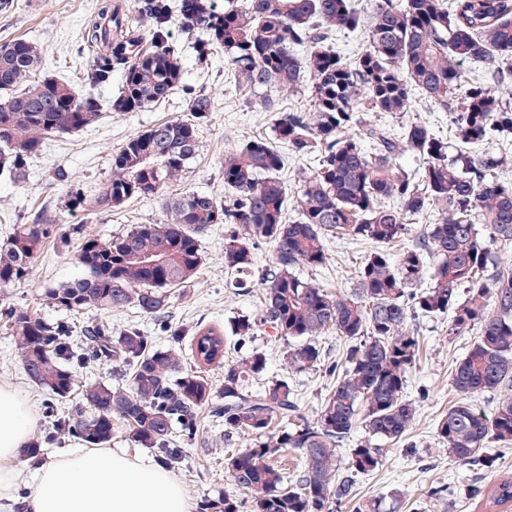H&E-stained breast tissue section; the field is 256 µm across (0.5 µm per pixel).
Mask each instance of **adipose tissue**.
I'll list each match as a JSON object with an SVG mask.
<instances>
[{
	"mask_svg": "<svg viewBox=\"0 0 512 512\" xmlns=\"http://www.w3.org/2000/svg\"><path fill=\"white\" fill-rule=\"evenodd\" d=\"M36 419L21 391L0 383V512H12L18 460ZM26 512H192L182 484L163 466L111 448H84L36 471Z\"/></svg>",
	"mask_w": 512,
	"mask_h": 512,
	"instance_id": "adipose-tissue-1",
	"label": "adipose tissue"
}]
</instances>
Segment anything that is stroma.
Instances as JSON below:
<instances>
[{
  "mask_svg": "<svg viewBox=\"0 0 512 512\" xmlns=\"http://www.w3.org/2000/svg\"><path fill=\"white\" fill-rule=\"evenodd\" d=\"M9 13H0V46L16 38H25L42 49V75L68 81L78 92L93 91L102 105L96 124L86 130L53 138L29 163L24 179L13 181L0 176V241L6 240L14 225L40 211L60 216L66 230V241L48 243L36 259L27 278L14 287L0 289V310L15 306L36 312L49 321H66L74 339H81L87 325L101 324L112 333L137 326L151 336L156 345L169 346V337L157 323L136 307L125 306L108 313L85 311L73 313L49 303L46 291L73 279L78 269L73 254L81 237L91 235L108 238L121 234L137 224H152L164 216L161 200L135 199L112 211L67 207L68 196L75 189L91 192L100 188L112 175V154L133 134L170 120L189 118L186 86L209 94L216 107L199 120V149L183 176L169 185L168 194L186 190L204 192L215 197L224 195V153L256 135L273 137L277 118L273 112H256L250 96L236 86L224 69L223 52H215L208 64H197L192 50L194 35L187 33L179 19L170 24L171 41L182 51L185 68L183 88L165 101L140 112L120 115L111 112L108 103L120 73H113L108 86L91 87L87 80L91 57L84 52L83 24L97 7V0H12ZM424 119L430 130L456 146L454 115L431 108L429 102L415 98L413 112L372 114V121L402 134L413 116ZM65 170L68 181L55 178L57 170ZM202 266L193 287L171 289L166 313L173 325L193 330L207 324L229 328L234 318L254 316L264 302L262 289L246 292L227 287L224 270V228L215 226L199 239ZM332 260L324 268H299L301 277L310 279L332 293H347L356 286L355 270L372 245L366 241L332 240L328 243ZM411 326L420 342V359L408 376L405 394L417 408V421L406 439L389 445L386 459L376 471L361 476L354 500L337 506L336 512H357L358 507L380 497L398 494L399 512H512L506 506L488 505L471 498L472 483L493 485L504 474H512V445L491 444L487 453L492 467L461 465L448 458L447 448L435 433L436 422L447 411L454 394L449 377L455 363L473 343L474 333L452 336L448 333L447 316L419 317ZM323 359L316 367L300 373H286L284 358L295 342L277 336L267 326L258 327L254 337L244 345L245 351L263 353L268 361L267 377L287 376L308 416H315L334 386L337 375L332 367L340 361L347 345L336 335L319 339ZM0 382H8L27 395L36 414L34 443L42 454L38 462L21 459L23 484L19 492H27V479L38 466L46 465L61 455L82 448L80 439L65 436L51 438L54 419L75 420L83 406L79 395L50 401L25 374L16 340L0 322ZM247 440L235 435L225 438L224 429L207 413H200L198 433L187 447L181 462L172 465V474L184 485L194 512H201L209 501L223 498L232 487L224 472V458L245 448Z\"/></svg>",
  "mask_w": 512,
  "mask_h": 512,
  "instance_id": "obj_1",
  "label": "stroma"
}]
</instances>
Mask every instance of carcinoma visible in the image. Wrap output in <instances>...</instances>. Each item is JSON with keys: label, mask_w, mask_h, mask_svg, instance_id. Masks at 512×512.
Wrapping results in <instances>:
<instances>
[{"label": "carcinoma", "mask_w": 512, "mask_h": 512, "mask_svg": "<svg viewBox=\"0 0 512 512\" xmlns=\"http://www.w3.org/2000/svg\"><path fill=\"white\" fill-rule=\"evenodd\" d=\"M145 22L138 33L127 5ZM199 34L193 50L206 62L224 48V69L253 92L250 107L276 112L275 133L288 151L318 153V166L300 180L299 218L285 216L288 189L278 173L283 155L264 136H254L224 154V198L185 191L164 202V219L137 224L101 239L83 238L74 253L83 274L46 291L49 303L68 312L110 311L133 305L158 321L167 289L195 283L202 265L199 236L224 224L227 286L261 288L264 304L254 317L233 321L237 343L268 324L300 344L288 353L294 372L321 361L317 339L334 333L349 343L336 384L309 420L288 380L274 377L262 388L249 382L267 370L260 352L224 364V330L197 326L187 334L167 325L172 346L155 345L145 331L128 327L116 335L99 326L83 334L74 350L71 330L27 309L8 307L0 317L18 337L21 364L38 388L53 399L75 389L67 363L115 361L123 384L81 385L85 407L73 423L58 424L92 447L122 433L139 448H157L168 459L176 435L196 436L199 414L224 424V435L249 437L246 448L224 460L231 485L246 492L253 512H334L354 499L358 476L384 463L372 440L399 443L417 419L405 395L408 373L419 359V339L408 330L412 317L448 314V334L480 332L450 375L454 403L436 424L448 457L490 467L488 444L512 445V266L493 263L487 240L512 248V176L507 158L472 148L491 135H512V103L493 82L512 66V0H373L362 13L354 0H225L218 11L209 0H99L84 23V41L95 53L88 79L122 82L110 101L113 112H138L166 100L183 83L181 52L170 44L169 23ZM364 33L352 58L330 41L338 31ZM42 62L38 44L17 39L0 48V175L22 179L45 140L84 130L101 111L92 94L78 95L67 82L36 78ZM308 92L312 111H284L268 90ZM440 110L456 113L461 148L416 119L402 136L363 117L365 112L413 111V92ZM193 118L165 121L134 134L112 155V178L89 199L70 194L74 210L118 209L134 198L159 197L186 170L198 151L195 121L215 103L191 91ZM373 152L365 150V144ZM413 153L422 167L409 173L396 165ZM433 211L423 244L397 254L391 245L412 233L413 221ZM64 237L61 219L35 215L18 224L0 244V288L26 279L45 244ZM330 237L374 245L356 271L350 294H333L300 277V266L330 261ZM273 245L272 266L255 277L254 250ZM421 285L419 292H408ZM188 340L189 366L177 346ZM224 367L217 386L208 372ZM498 393L486 412L475 397ZM361 430L366 439L338 454ZM300 458L295 479L277 464L283 449ZM497 505L512 502V477L492 489ZM207 512H238L229 494L205 504Z\"/></svg>", "instance_id": "1"}]
</instances>
